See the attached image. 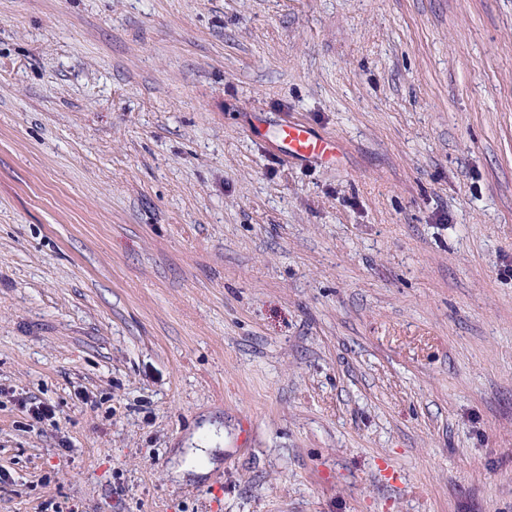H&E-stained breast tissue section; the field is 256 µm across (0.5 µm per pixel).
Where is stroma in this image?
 <instances>
[{
	"label": "stroma",
	"mask_w": 512,
	"mask_h": 512,
	"mask_svg": "<svg viewBox=\"0 0 512 512\" xmlns=\"http://www.w3.org/2000/svg\"><path fill=\"white\" fill-rule=\"evenodd\" d=\"M0 471V512H512V0H0ZM273 128L272 146L287 158L322 160L336 156V141L315 136L304 124L285 121ZM221 449L214 447L189 448L186 455V463L178 472L191 470L197 474L205 473L207 468L212 466L211 458Z\"/></svg>",
	"instance_id": "stroma-1"
}]
</instances>
